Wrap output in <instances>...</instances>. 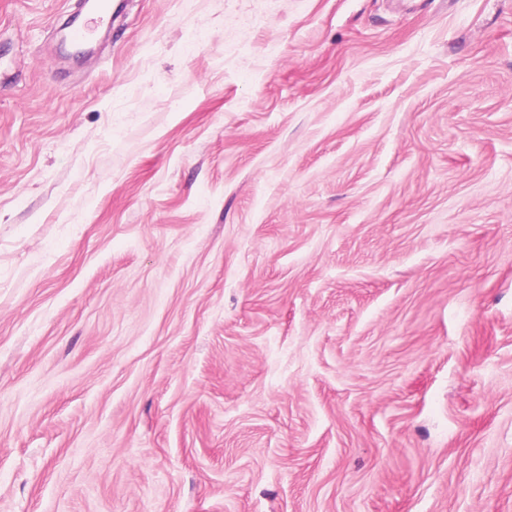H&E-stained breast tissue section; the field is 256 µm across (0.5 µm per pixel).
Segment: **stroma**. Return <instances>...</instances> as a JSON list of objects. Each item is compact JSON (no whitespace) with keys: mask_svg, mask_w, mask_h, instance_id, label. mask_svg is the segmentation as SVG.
Masks as SVG:
<instances>
[{"mask_svg":"<svg viewBox=\"0 0 512 512\" xmlns=\"http://www.w3.org/2000/svg\"><path fill=\"white\" fill-rule=\"evenodd\" d=\"M0 0V512H512V0ZM83 7L89 13L88 20L71 28L70 41L76 45L89 42L98 29L109 28L112 22V14L105 2L100 0H83Z\"/></svg>","mask_w":512,"mask_h":512,"instance_id":"stroma-1","label":"stroma"}]
</instances>
